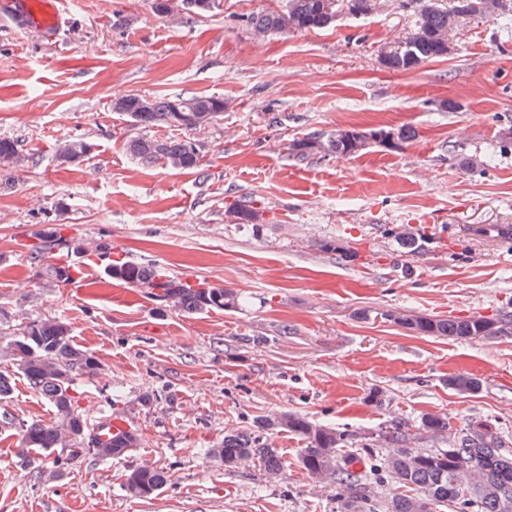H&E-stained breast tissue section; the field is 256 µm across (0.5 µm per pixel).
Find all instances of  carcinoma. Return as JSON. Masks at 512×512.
I'll return each mask as SVG.
<instances>
[{
	"label": "carcinoma",
	"mask_w": 512,
	"mask_h": 512,
	"mask_svg": "<svg viewBox=\"0 0 512 512\" xmlns=\"http://www.w3.org/2000/svg\"><path fill=\"white\" fill-rule=\"evenodd\" d=\"M216 0H153L154 13L175 20L179 11L189 8L206 14ZM416 27L412 36L394 47L380 51L382 65L396 71H409L422 62L448 55L443 34L448 31L449 11L457 21L472 17L463 0H451L444 6L439 0H412ZM374 0H342L346 13L360 17L370 13ZM335 11H327L324 0H287L286 9L262 10L246 16V27L254 35H288L315 31L333 23ZM113 111L124 115L133 125L148 129L173 127L186 132L197 131L218 121L224 112V98L215 95L189 97L142 98L127 94L115 98ZM412 137L407 128L390 131L338 130L324 136L309 134L292 140V156L305 161L322 157L352 156L371 143L389 144ZM130 153L144 166L162 162L176 170L202 173L205 163L197 143L190 138L157 139L137 134L128 140ZM91 150V144L76 139L64 142L58 149L64 163H79ZM17 146L10 139H0V180L14 179ZM230 216L238 224L258 229L265 223L264 211L245 202L233 206ZM401 248L412 255L425 252L426 241L410 224L388 229ZM108 274L137 288L164 307L187 314L218 307L238 306L239 296L231 289L210 287L195 290L182 280L151 266L114 261ZM386 318L394 324L425 336L453 340L490 339L512 332V312L495 318H434L409 310L390 311ZM12 361L29 388L45 398L55 409L48 423L19 425V448L48 451L52 448H74L87 443L94 454L108 460L125 448L136 445L129 434L119 441L106 442L99 434L88 432L85 416L76 407L77 380L94 377L101 367L97 359L73 343L67 322L58 318H36L19 323L12 341ZM460 393H474L481 380L460 373L448 380ZM285 430L305 443L300 462L309 477L333 487L336 512H512V451L506 448L497 429L476 420L458 433H448V419L439 414L422 417L418 431L433 436H448V447L427 450L413 446L416 435L408 424L393 420L359 442L358 435L314 421L296 412H282L261 420L257 429L228 430L224 442L212 448L209 455L224 461L227 467L256 459L266 475L282 478L286 471L281 454L273 444V432ZM383 476L390 491L378 499L375 484ZM168 471L156 466H142L127 475L126 486L135 497L148 498L169 481Z\"/></svg>",
	"instance_id": "carcinoma-1"
}]
</instances>
